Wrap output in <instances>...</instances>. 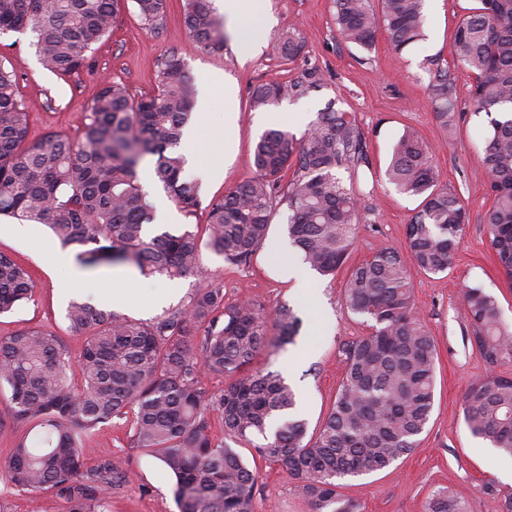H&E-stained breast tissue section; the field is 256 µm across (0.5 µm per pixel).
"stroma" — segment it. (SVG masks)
Listing matches in <instances>:
<instances>
[{
    "mask_svg": "<svg viewBox=\"0 0 512 512\" xmlns=\"http://www.w3.org/2000/svg\"><path fill=\"white\" fill-rule=\"evenodd\" d=\"M166 3V19L157 30L140 22L135 6H127L110 35L94 44L91 67L66 78L40 64L30 31L0 34V63L14 65L18 72V91L29 108L32 137L50 132L77 137L84 108L98 93L102 79L124 83L134 96L152 92L158 84L160 59L169 49H179L196 89L208 90L210 95L205 129L184 135L182 146L193 153V171L214 162L224 168L222 180L203 184L201 195L207 201L254 176V145L263 131L277 128L275 113L303 112L312 121L327 103H334L336 109L353 114L370 160L369 169L360 174L368 211L351 255L357 263L385 247L405 258L410 255L405 228L419 201L398 193L385 171L402 130H416L433 148L441 186L458 193L469 213L448 272L435 276L416 269L411 272L416 311L438 350L434 406L409 455L383 470L343 479L340 491L359 500L363 512H425L431 495L443 487L464 501L469 512H512V481L500 476L489 444L470 433L463 414L467 386L489 372L465 334L464 287L478 285L493 294L504 320L512 325V285L500 272L483 222L492 204L488 175L479 161L489 118L471 112L474 80L458 65L453 49L457 25L477 0H424L426 38L401 53L393 51L382 30L371 50L346 43L336 28L333 0H267L272 33L299 27L306 38L304 56L286 61L267 45L244 63L238 61L232 43H225L220 53L196 46L183 25V0ZM433 59L456 78L461 116L446 129L439 126L431 100L429 62ZM309 64L322 70V88L299 100L287 97L263 110H251L254 85L270 79L287 81ZM229 93L236 98L238 120L235 151L228 157L224 154V97ZM287 214L286 205H279L268 241L249 263L229 264L206 251L204 276L174 281L146 277L124 265L102 264L86 268L87 283L72 294L108 308L113 289L141 298L162 290L175 306L212 282L223 286L226 300L256 301L269 312L289 303L303 320L296 345L272 355L260 354L252 366L280 370L299 398L303 417L309 426H316L333 403L344 375L342 343L367 335L370 328L344 304L346 271L332 279L314 276L305 291L278 277L282 258L297 257L296 251L283 249L288 241ZM14 224V218L0 216V252L27 270L33 289L28 302L0 316V337L37 325L62 336L72 359H79L85 338L68 327L61 290L67 270L58 263L60 256L71 258L76 251L62 247L45 225L30 224L28 235L22 236L13 234ZM299 349L305 350V357L293 360ZM129 428L126 419L113 418L101 436L87 440L82 450L88 465L107 450L128 461V483L113 499L112 512H179L169 475L158 459L130 446ZM257 471L254 512H308L295 480L279 465L261 460Z\"/></svg>",
    "mask_w": 512,
    "mask_h": 512,
    "instance_id": "1",
    "label": "stroma"
}]
</instances>
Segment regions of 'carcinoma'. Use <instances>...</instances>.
<instances>
[{"mask_svg":"<svg viewBox=\"0 0 512 512\" xmlns=\"http://www.w3.org/2000/svg\"><path fill=\"white\" fill-rule=\"evenodd\" d=\"M134 2L144 25L163 24L165 0ZM423 2L381 0L376 13L368 0H335L336 27L345 42L365 50L383 29L401 53L425 39ZM478 2L456 29L454 53L475 79L473 111L491 116L480 156L493 197L485 224L512 284V0ZM122 4L0 0V34L31 31L42 66L67 77L90 62L92 46L110 34ZM183 23L200 47L224 50V26L212 0H184ZM304 48L294 27L274 38L273 50L284 60H297ZM17 82L16 68L0 63V215L47 225L63 245L77 248L78 263L126 264L170 280L202 274L204 249L247 264L282 202L288 238L304 266L334 276L348 262L364 197L360 171L370 162L355 118L333 103L299 140L279 129L262 133L255 176L208 203L200 235L152 230V205L138 177L150 155L154 176L177 206L189 216L201 206L200 185L186 174L181 151L193 81L178 51L162 57L157 89L149 94L136 98L124 84L103 79L77 139L59 133L30 138ZM322 86L321 71L309 67L286 82L255 85L250 100L259 110ZM431 97L439 124L453 125L454 80L439 66ZM290 169L291 179L282 182ZM386 176L399 193L420 199L405 230L414 265L426 274L448 271L468 216L460 197L438 185L431 147L403 131ZM31 290L28 272L0 253V314L28 300ZM344 299L371 332L343 344L344 376L311 434L295 416V394L279 370L244 372L260 352L295 343L302 319L286 303L268 313L259 303L227 302L224 288L209 285L188 304L143 322L74 301L66 313L69 329L86 337L75 364L53 331L34 327L0 338V384L11 389L13 419L31 433L6 452L9 483L34 498L53 493L66 512H111L112 498L128 481L125 463L106 451L87 467L82 446L112 418L125 417L132 447L174 477L179 512H253L257 472L215 439L217 424L231 441L250 445L296 480L308 512H362L359 502L338 492V480L386 468L416 448L434 404L437 349L416 315L410 275L397 251L384 248L351 266ZM463 306L469 340L484 361L492 369L512 365V325L502 320L496 297L467 287ZM208 375L227 379V386L209 393ZM463 402L471 434L512 454V376L472 382ZM426 512L468 508L439 490Z\"/></svg>","mask_w":512,"mask_h":512,"instance_id":"cac0c4a2","label":"carcinoma"}]
</instances>
